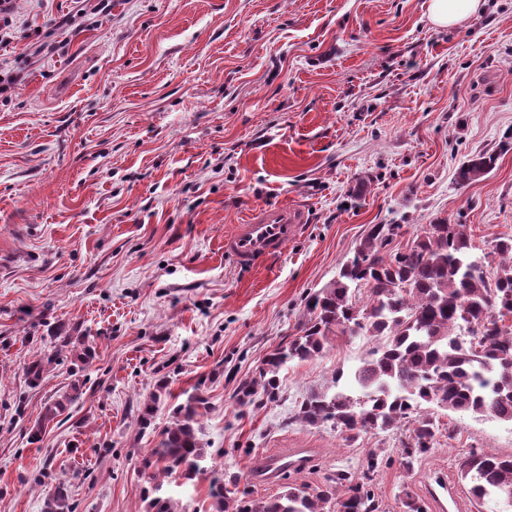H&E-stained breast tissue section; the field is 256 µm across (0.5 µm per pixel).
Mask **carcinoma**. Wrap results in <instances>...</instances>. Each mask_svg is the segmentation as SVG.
<instances>
[{"label": "carcinoma", "mask_w": 512, "mask_h": 512, "mask_svg": "<svg viewBox=\"0 0 512 512\" xmlns=\"http://www.w3.org/2000/svg\"><path fill=\"white\" fill-rule=\"evenodd\" d=\"M494 162L483 154L470 158L459 167L458 181L478 180ZM402 228H370L336 278L306 297L308 317L299 333L267 354L259 377L241 384L239 401L258 409L276 400L283 367L324 356L334 338H375L379 345L350 373L349 385L331 395L310 394L297 416L307 424L332 423L347 442L407 423L410 440L400 456L409 468L435 448L440 410L512 422V325L504 324L512 317V238L496 239L492 251L477 256L463 224H428L404 247L397 242ZM74 400L64 396L47 405L30 439L40 441ZM207 409L197 392L176 405L145 467L194 479L207 458L198 436V417ZM461 475L478 500L512 499V455L474 453ZM238 483L236 475L212 483L216 512H382L367 484L346 471L326 476L312 492L288 485L267 500L250 498ZM158 490L156 483L146 491L154 494L150 512H175L171 499L155 495ZM45 512H74L66 485L47 495Z\"/></svg>", "instance_id": "carcinoma-1"}]
</instances>
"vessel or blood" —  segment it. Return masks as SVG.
I'll return each instance as SVG.
<instances>
[{
    "instance_id": "vessel-or-blood-1",
    "label": "vessel or blood",
    "mask_w": 512,
    "mask_h": 512,
    "mask_svg": "<svg viewBox=\"0 0 512 512\" xmlns=\"http://www.w3.org/2000/svg\"><path fill=\"white\" fill-rule=\"evenodd\" d=\"M305 211L302 208L256 207L246 223L233 225L224 236V253L243 270L271 263L280 257L287 246L306 231ZM309 457L299 448L287 455H276L255 469L253 477L260 482L272 480L279 465L306 466Z\"/></svg>"
}]
</instances>
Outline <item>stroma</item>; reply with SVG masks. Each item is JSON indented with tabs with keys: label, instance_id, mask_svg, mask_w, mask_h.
<instances>
[{
	"label": "stroma",
	"instance_id": "35a3bbf8",
	"mask_svg": "<svg viewBox=\"0 0 512 512\" xmlns=\"http://www.w3.org/2000/svg\"><path fill=\"white\" fill-rule=\"evenodd\" d=\"M429 0H16L0 74V512H44L66 482L75 512H149L143 463L175 405L197 392L208 457L161 478L177 512H214V471L252 498L369 475L383 512H512L460 478L485 450L512 455V423L444 411L436 447L404 466L407 426L345 443L295 419L376 347L335 340L289 362L281 397L240 405L272 348L307 318L375 224L465 225L477 252L512 238V0L442 28ZM74 17L61 26L63 17ZM497 157L479 181L460 164ZM305 208L308 230L272 263L238 270L224 234L260 205ZM71 337L61 346L59 336ZM96 346L89 364L80 340ZM36 358L46 370L31 382ZM78 399L41 441L46 405ZM151 426L136 420L152 392ZM310 464L259 483L267 457ZM379 467L368 472L369 454Z\"/></svg>",
	"mask_w": 512,
	"mask_h": 512
}]
</instances>
